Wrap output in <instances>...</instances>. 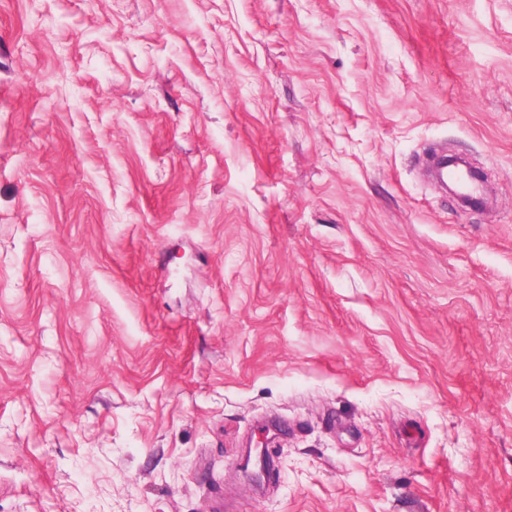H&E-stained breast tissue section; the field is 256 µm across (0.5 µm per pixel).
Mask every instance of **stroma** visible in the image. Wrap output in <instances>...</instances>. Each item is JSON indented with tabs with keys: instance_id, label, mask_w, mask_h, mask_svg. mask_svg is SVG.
<instances>
[{
	"instance_id": "stroma-1",
	"label": "stroma",
	"mask_w": 512,
	"mask_h": 512,
	"mask_svg": "<svg viewBox=\"0 0 512 512\" xmlns=\"http://www.w3.org/2000/svg\"><path fill=\"white\" fill-rule=\"evenodd\" d=\"M0 512H512V0H0Z\"/></svg>"
}]
</instances>
